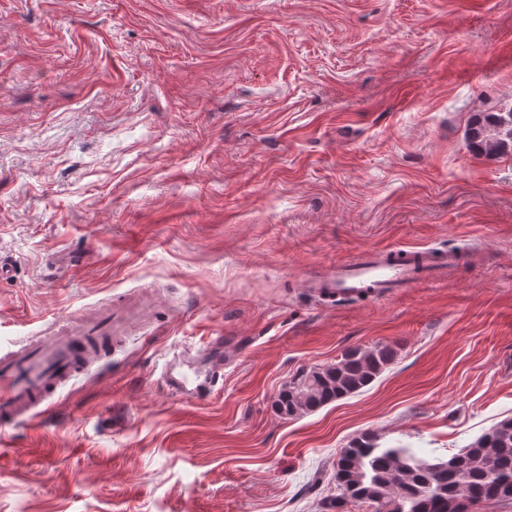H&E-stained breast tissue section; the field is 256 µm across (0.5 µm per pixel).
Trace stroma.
Instances as JSON below:
<instances>
[{
	"instance_id": "35a3bbf8",
	"label": "stroma",
	"mask_w": 512,
	"mask_h": 512,
	"mask_svg": "<svg viewBox=\"0 0 512 512\" xmlns=\"http://www.w3.org/2000/svg\"><path fill=\"white\" fill-rule=\"evenodd\" d=\"M512 0H0V346L147 313L0 439V512H321L362 432L446 456L512 418ZM447 279L325 299L365 250ZM224 339L211 401L164 361ZM361 392L272 401L354 346ZM470 149L478 154L512 153V107L505 112H479L469 124ZM396 356V349L387 344L348 348L334 363L302 370L279 391L275 410L291 418L354 395L371 385Z\"/></svg>"
}]
</instances>
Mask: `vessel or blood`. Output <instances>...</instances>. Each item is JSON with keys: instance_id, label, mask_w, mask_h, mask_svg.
<instances>
[{"instance_id": "b4317fda", "label": "vessel or blood", "mask_w": 512, "mask_h": 512, "mask_svg": "<svg viewBox=\"0 0 512 512\" xmlns=\"http://www.w3.org/2000/svg\"><path fill=\"white\" fill-rule=\"evenodd\" d=\"M456 262V256L428 251L397 255L371 250L336 264L314 285L336 297L369 291L382 298L391 290H407L422 279L447 273ZM112 325V312L106 308L97 320L70 319L53 335L0 353V429L38 423L60 387L83 374L90 360L102 357L104 345L112 341ZM201 356L199 364H168L162 376L164 389L178 398L207 402L224 378L223 338H215Z\"/></svg>"}]
</instances>
